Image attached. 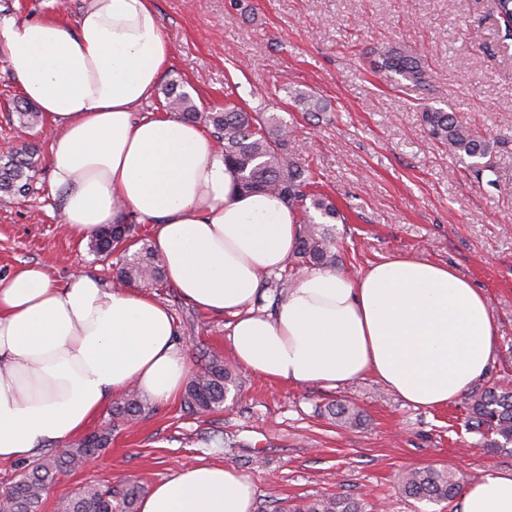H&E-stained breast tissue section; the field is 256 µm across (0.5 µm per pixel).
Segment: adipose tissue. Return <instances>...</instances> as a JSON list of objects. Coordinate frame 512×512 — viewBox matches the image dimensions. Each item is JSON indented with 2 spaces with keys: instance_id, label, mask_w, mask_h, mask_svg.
<instances>
[{
  "instance_id": "obj_1",
  "label": "adipose tissue",
  "mask_w": 512,
  "mask_h": 512,
  "mask_svg": "<svg viewBox=\"0 0 512 512\" xmlns=\"http://www.w3.org/2000/svg\"><path fill=\"white\" fill-rule=\"evenodd\" d=\"M172 50L152 0H82L76 25L0 20L23 97L53 128L48 166L71 235L133 215L152 226L168 281L231 316L234 361L260 378L328 388L371 376L407 403L439 408L487 373L498 324L484 292L453 267L395 255L356 277L302 271L272 315L254 312L261 274L292 256L299 214L242 192L201 126L138 115ZM177 326L149 296L38 263L0 280V463L80 435L112 394L158 402L189 376ZM255 486L221 464L159 481L139 512H253ZM462 512H512V471L468 485Z\"/></svg>"
}]
</instances>
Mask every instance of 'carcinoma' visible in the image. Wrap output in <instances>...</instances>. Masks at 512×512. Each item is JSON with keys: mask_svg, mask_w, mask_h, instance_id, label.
<instances>
[{"mask_svg": "<svg viewBox=\"0 0 512 512\" xmlns=\"http://www.w3.org/2000/svg\"><path fill=\"white\" fill-rule=\"evenodd\" d=\"M380 70L401 77L415 87L425 83L421 56L413 51L390 50L383 54ZM165 111L204 126L224 153L236 175L238 186L246 192L269 191L288 204L308 213L301 222L294 257L299 266L336 267V238L328 223L339 217L336 205L321 193L309 192L310 175L288 150V129L274 114L246 112L235 105L201 112L184 84L172 80L163 89ZM19 123L32 127L39 112L25 99L17 104ZM422 122L437 143L448 147L458 158L470 160L476 176L495 173L498 142L462 124L455 113L426 106ZM38 149L34 145L16 148L0 155V201L24 197L37 172ZM136 250H131V247ZM90 248L97 259H108L115 250L122 251V262L114 271L124 284L160 285L164 274L160 259L151 245L136 238L135 225L112 224L92 241ZM237 386L230 366L212 357L191 374L184 406L191 412L221 410L230 388ZM146 409L137 390L130 389L112 406V420L140 415ZM336 424L355 427L361 424L362 411L350 403H336L328 408ZM466 427L481 436L488 448L512 445V387L494 386L468 395ZM114 425L107 424L83 436L61 450L51 451L33 464L26 465L20 478L0 491V501L11 512H41L48 489L58 477L82 467L87 458L98 456L112 444ZM401 491L419 501L449 502L464 485V479L447 468L426 467L401 474ZM144 486L128 480L119 490L109 485L86 484L61 499L58 512H137L136 505ZM273 512H363L360 503L336 495L309 501H290Z\"/></svg>", "mask_w": 512, "mask_h": 512, "instance_id": "carcinoma-1", "label": "carcinoma"}]
</instances>
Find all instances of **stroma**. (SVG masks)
<instances>
[{
  "label": "stroma",
  "mask_w": 512,
  "mask_h": 512,
  "mask_svg": "<svg viewBox=\"0 0 512 512\" xmlns=\"http://www.w3.org/2000/svg\"><path fill=\"white\" fill-rule=\"evenodd\" d=\"M172 48L165 79L186 81L204 112L237 104L273 113L291 131L289 146L318 189L335 203L337 270L356 274L394 255L452 265L484 291L499 333L494 361L479 387L512 385V37L493 0H153ZM81 0H0V18L47 16L74 23ZM393 48L421 52L423 87L377 70ZM324 109L302 111L297 94ZM18 83L0 55V144L40 148L30 194L0 206V277L25 263L56 280L82 271L110 281L87 244L70 235L50 182L51 127L20 126ZM456 113L498 141V185L432 141L424 106ZM145 292L175 319L190 365L230 358L227 316L202 311L170 284ZM223 410L189 414L182 399L150 402L126 421L92 465L46 496L42 512L88 482L149 484L184 465L221 463L256 487L253 512L275 502L343 494L365 512H462L460 500L405 497L396 476L433 466L468 479L512 471V451L484 448L465 427L467 406L414 408L365 378L333 389L294 386L239 372ZM359 406L362 424H334L329 404Z\"/></svg>",
  "instance_id": "stroma-1"
}]
</instances>
